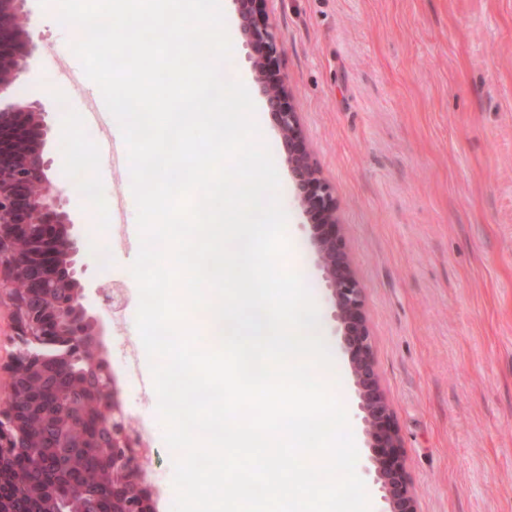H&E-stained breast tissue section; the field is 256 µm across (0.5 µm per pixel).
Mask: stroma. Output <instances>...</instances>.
<instances>
[{
  "label": "stroma",
  "instance_id": "35a3bbf8",
  "mask_svg": "<svg viewBox=\"0 0 512 512\" xmlns=\"http://www.w3.org/2000/svg\"><path fill=\"white\" fill-rule=\"evenodd\" d=\"M231 57L223 79L241 81L260 139L280 177L291 248L334 356L331 388L345 406L370 512L382 492L366 477L365 440L331 292L296 199L287 156L256 77L234 0H221ZM40 51L20 99L52 107L49 179L80 219L84 303L104 329L103 356L132 425L151 426L144 466L157 512H171L174 453L136 328V250L120 245L114 198L137 221L130 175L94 158L83 112L101 100L60 62H80L73 27L53 0H27ZM283 47L281 67L364 289L377 372L397 421L418 512H512V0H266ZM93 170L87 193L82 171ZM122 290V311L107 298ZM9 296L0 297V406L19 342Z\"/></svg>",
  "mask_w": 512,
  "mask_h": 512
}]
</instances>
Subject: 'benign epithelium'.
Here are the masks:
<instances>
[{"label":"benign epithelium","mask_w":512,"mask_h":512,"mask_svg":"<svg viewBox=\"0 0 512 512\" xmlns=\"http://www.w3.org/2000/svg\"><path fill=\"white\" fill-rule=\"evenodd\" d=\"M25 2L0 0V292L12 296L16 334L22 343L10 366L9 405L0 414V512H37L17 490V471L27 467L36 484L43 469L54 466L50 461H32L27 452L30 406L22 397L25 380L71 377L80 363L95 376L111 374L97 350L99 322L83 304L85 285L72 233L75 220L62 191L47 176L51 160L45 144L52 132L48 112L41 104L15 95L26 79L29 59L39 51ZM235 2L331 291L340 344L349 360L361 412L367 471L380 485L383 512H417L406 454L375 366L364 289L346 248L336 197L311 159L281 69L282 48L265 18L266 0ZM89 390L93 405L112 416V426L71 450L81 465L66 468L54 480V512H80L76 507L80 497L91 512H155L139 461L140 444L125 422L117 388L93 383ZM51 408V416L66 429L84 428L82 404L68 389L55 391ZM87 468L102 476L91 494L85 493Z\"/></svg>","instance_id":"7a95c632"}]
</instances>
